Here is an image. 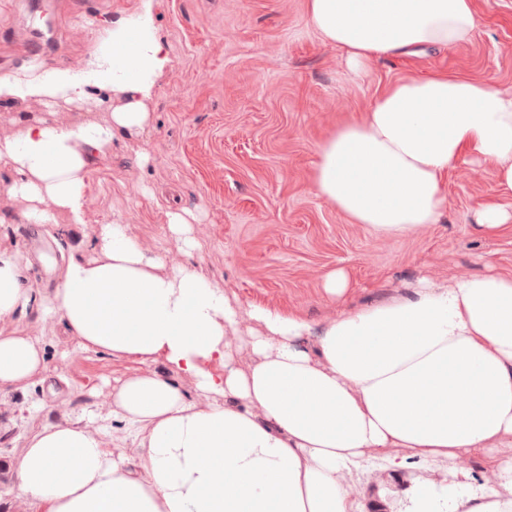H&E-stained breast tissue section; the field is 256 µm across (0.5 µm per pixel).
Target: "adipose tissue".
<instances>
[{
	"instance_id": "adipose-tissue-1",
	"label": "adipose tissue",
	"mask_w": 512,
	"mask_h": 512,
	"mask_svg": "<svg viewBox=\"0 0 512 512\" xmlns=\"http://www.w3.org/2000/svg\"><path fill=\"white\" fill-rule=\"evenodd\" d=\"M308 25L348 70L395 55L447 51L479 26L473 0H307ZM171 63L153 0L100 25L81 69L0 79V99L95 103L85 125L21 121L0 138V170L25 218L81 224L93 156L117 133L150 126L147 102ZM494 166L503 202L476 207L480 227L512 223V93L433 72L390 83L360 117L316 148L312 187L352 223L399 237L439 223L445 180L464 157ZM94 258L74 245L44 312L86 351L137 362L113 385L122 438L77 421L45 423L10 463L25 512H368L351 475L468 457L470 471L414 480L405 512H512V274L491 272L314 324L255 306L253 364L236 367L239 307L193 261L167 267L127 225H100ZM35 298L22 258L0 252V322ZM31 336H0V389L38 374ZM193 381L190 399L180 378Z\"/></svg>"
}]
</instances>
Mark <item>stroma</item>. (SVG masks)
Wrapping results in <instances>:
<instances>
[{
  "label": "stroma",
  "mask_w": 512,
  "mask_h": 512,
  "mask_svg": "<svg viewBox=\"0 0 512 512\" xmlns=\"http://www.w3.org/2000/svg\"><path fill=\"white\" fill-rule=\"evenodd\" d=\"M139 0H0V77L25 78L52 68L77 69L96 22L114 20ZM480 26L451 50L400 56L350 77L341 53L306 23V0H159L154 20L171 66L148 103L153 122L121 138L91 162L83 235L127 224L167 266L185 261L168 232L167 214L192 210V236L206 276L242 310L260 305L320 324L339 314L407 295L420 279L438 284L489 271L512 274V230L476 225L478 202L496 200L493 168L464 159L448 175L440 223L405 237H379L315 195V149L341 121L360 115L392 81L427 71L485 79L512 93V0H474ZM63 124L100 120L94 106L48 113L39 99L0 107V137L16 133L19 112ZM150 161L140 165L138 156ZM0 172V252L20 253L25 283L39 299L0 336L39 337L45 367L31 383L0 390V459L17 456L42 423L71 417L111 427L108 392L136 363L81 351L42 300L57 283L71 241L53 225L23 245L24 201ZM343 271L349 286L332 296L326 273ZM454 464L372 470L368 492L391 504L409 481L446 480Z\"/></svg>",
  "instance_id": "35a3bbf8"
}]
</instances>
